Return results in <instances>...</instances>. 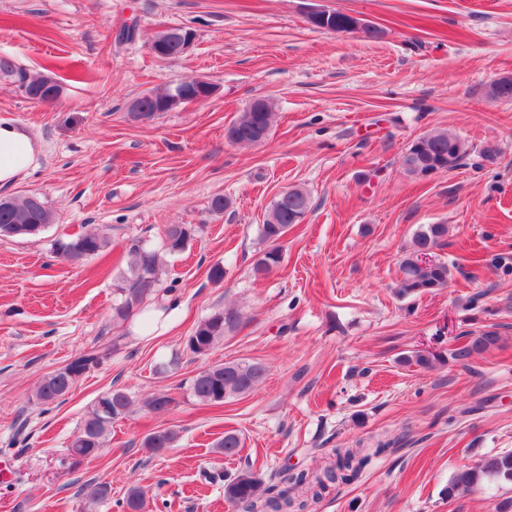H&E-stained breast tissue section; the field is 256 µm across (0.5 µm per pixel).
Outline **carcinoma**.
<instances>
[{
  "label": "carcinoma",
  "instance_id": "1",
  "mask_svg": "<svg viewBox=\"0 0 512 512\" xmlns=\"http://www.w3.org/2000/svg\"><path fill=\"white\" fill-rule=\"evenodd\" d=\"M0 74L16 79L27 97L37 103L47 101L41 93L47 77L31 76L7 56L0 57ZM167 89L147 97L138 98L142 110L137 118H151L161 111V102ZM492 100H512V77L503 76L488 88ZM275 112L273 102L265 97L253 100L243 112L229 124L226 136L236 144H254L258 134L268 133ZM471 146L459 135L446 129L422 135L407 146L402 155L404 170L409 175L418 169H439L446 173L462 165L470 155ZM310 209L308 193L293 187L281 193L270 205L268 217L259 228L260 237L267 243L253 266V273L265 277L282 263L281 239L288 229L300 223ZM55 214L47 202L37 194L22 199L0 197V237H30L53 223ZM448 236L446 224H422L413 234L411 248L402 259L397 293L402 297L420 296L444 287L448 281V265L444 262L424 264L421 255L442 244ZM109 246V238L103 233H86L70 240L55 243L56 251H73L79 259L97 256ZM132 284L119 287L123 299L115 308V316L125 320L140 311L150 288L159 280L161 256L153 249L135 246L131 250ZM237 322L234 313L217 310L201 320L190 336L187 346L198 356L207 355ZM501 336L493 327L468 333L467 341L450 350V356L411 350L399 358L404 366L430 368L437 362L452 358L465 362L474 355L491 352L500 347ZM112 348L101 347L76 354L68 364L46 374L34 394L36 404L48 406L67 395L76 383L72 375L86 366L97 367L109 357ZM266 367L259 362H224L209 366L196 375L190 386L191 395L204 405H221L227 400L251 392L266 376ZM131 396L122 389H112L94 402L82 421L80 430L69 445L82 455V460L98 456L106 438L111 434L112 423L129 413ZM177 434L172 430L149 434L143 447L158 454L172 447ZM242 441L234 431L224 432V438L216 443L219 452L227 457L239 453ZM334 463L320 471L302 469L279 473L263 480L250 471H241L235 477L224 480V499L243 512H307L311 504L337 483H350L357 479L369 461L370 454L362 448H334ZM493 480L512 483V453L499 454L475 466L459 469L448 483V497L468 493L483 481ZM110 487L99 483L88 493L87 512H94L108 500ZM144 493L138 488L128 491L122 506L127 512H141Z\"/></svg>",
  "mask_w": 512,
  "mask_h": 512
}]
</instances>
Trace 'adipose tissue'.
Returning <instances> with one entry per match:
<instances>
[{"mask_svg":"<svg viewBox=\"0 0 512 512\" xmlns=\"http://www.w3.org/2000/svg\"><path fill=\"white\" fill-rule=\"evenodd\" d=\"M37 145L32 130L9 118H0V188L25 178L36 166Z\"/></svg>","mask_w":512,"mask_h":512,"instance_id":"ef3b65f1","label":"adipose tissue"}]
</instances>
